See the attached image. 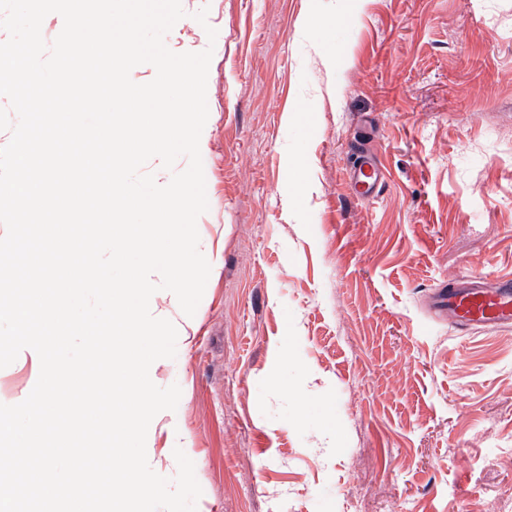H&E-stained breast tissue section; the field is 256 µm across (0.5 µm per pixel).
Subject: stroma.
<instances>
[{
	"mask_svg": "<svg viewBox=\"0 0 512 512\" xmlns=\"http://www.w3.org/2000/svg\"><path fill=\"white\" fill-rule=\"evenodd\" d=\"M205 2L165 43L214 48L197 228L223 260L152 375L181 388L147 433L158 474L191 449L196 512H493L512 329L458 334L425 297L512 276V0ZM39 373L0 368V404ZM351 186L363 197L376 196L382 185V174L369 152H363L349 168Z\"/></svg>",
	"mask_w": 512,
	"mask_h": 512,
	"instance_id": "1",
	"label": "stroma"
}]
</instances>
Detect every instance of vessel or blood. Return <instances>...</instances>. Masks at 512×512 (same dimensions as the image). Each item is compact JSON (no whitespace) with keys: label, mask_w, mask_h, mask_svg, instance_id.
<instances>
[{"label":"vessel or blood","mask_w":512,"mask_h":512,"mask_svg":"<svg viewBox=\"0 0 512 512\" xmlns=\"http://www.w3.org/2000/svg\"><path fill=\"white\" fill-rule=\"evenodd\" d=\"M349 177L361 196L371 197L380 191L382 174L370 153H362L352 162ZM429 305L463 334L482 328L511 329L512 279L489 282L482 276L464 274L434 289Z\"/></svg>","instance_id":"obj_1"}]
</instances>
